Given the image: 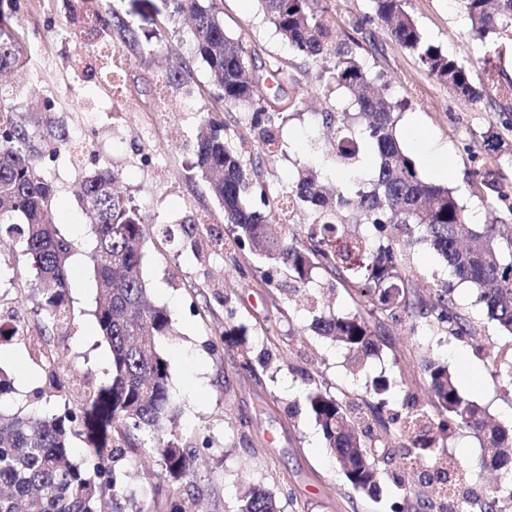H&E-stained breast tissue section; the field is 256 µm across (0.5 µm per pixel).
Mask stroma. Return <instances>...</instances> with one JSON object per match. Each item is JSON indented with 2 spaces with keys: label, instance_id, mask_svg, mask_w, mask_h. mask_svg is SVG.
I'll return each instance as SVG.
<instances>
[{
  "label": "stroma",
  "instance_id": "35a3bbf8",
  "mask_svg": "<svg viewBox=\"0 0 512 512\" xmlns=\"http://www.w3.org/2000/svg\"><path fill=\"white\" fill-rule=\"evenodd\" d=\"M24 3L21 11L4 13L12 27L29 34L27 77L13 100L16 112L26 115L31 100L53 98L58 103L56 122L71 138L89 142L78 158L63 155L42 168L56 190L54 225L76 244L71 257V323L54 344L68 367L85 372L94 385L107 382L110 352L93 316L94 241L76 187L90 172L110 169L119 175V191L133 201L151 231L144 262L150 299L167 308L175 330L173 337L159 343L181 410L175 438L182 447L198 448L200 457L194 475L177 481L175 487L195 502L198 512H235L240 492L248 485L274 492L285 512H391L392 502L415 501L420 486L412 484L404 491L398 486L403 474L398 463L409 449L394 433L378 443L394 460L382 476V501L374 502L349 485L305 408L312 378L327 390L340 387L362 396L373 377H403V387L395 389L387 403L389 412L403 413L410 404L428 401L420 360L429 354L448 363L462 390L496 423L512 427V395L504 393L500 378L512 364V336L487 318L476 302V288L457 283L438 255L416 247L412 265L447 279L459 307L475 322L477 337L451 341L436 330L412 336L404 327L392 325L364 371L351 374L345 350L311 329L314 317L354 309L343 289L329 290L325 274L315 275L309 285L319 299L317 307L288 309L283 290L267 287L257 276L261 264L253 255L241 253L236 268L220 252L191 250L185 225L202 224L212 235H230L221 207L192 167L196 111L212 102L203 95L186 102L181 89L165 84L164 78L169 68L183 61L187 67L182 78L203 91L210 84L206 67L192 60L178 36L165 33L153 43L152 66L131 62L130 49H121L120 58L128 62L125 86L117 89L93 81L86 89H77L72 66L80 58L97 61L95 48L73 38L63 0ZM322 4L342 38L354 35L359 21L371 12L370 0ZM221 8L225 31L257 49L262 59L277 60L282 70L278 76L264 75L259 83L260 92L278 94L286 108L279 130L284 148L265 172L267 184L278 190L294 179L297 163L310 158V141L323 131L322 112L335 110L345 95L328 90L322 70L282 41L264 20L257 0H222ZM405 8L427 39L466 63L473 78H480L488 66L512 78V54H494L488 45L473 40L454 0H406ZM371 32L355 54L365 68L389 80L388 93L401 105L397 133L404 150L416 160L422 178L456 190L472 223H488L501 203L491 193L473 195L468 181L477 172L494 174L512 201V163L488 151L482 139L488 129L498 128V108L484 99L457 98L397 45L385 26L372 25ZM116 126L123 129L122 138L113 137ZM145 127L153 130L147 140L140 136ZM425 146L444 153V168L423 162ZM0 298L17 310L28 333H36L43 324L32 264L8 237L0 240ZM0 354L9 358L0 374L14 385L1 406L29 411L63 405L60 397L36 398L45 385V370L31 360L21 340L0 346ZM444 451L467 467L473 488L484 492L488 476L480 471L479 462L486 451L472 434L450 429ZM117 469L143 512H166L164 503L152 498L161 470L157 456L132 449Z\"/></svg>",
  "mask_w": 512,
  "mask_h": 512
}]
</instances>
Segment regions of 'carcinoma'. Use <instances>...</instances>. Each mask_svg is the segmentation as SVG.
Listing matches in <instances>:
<instances>
[{
  "label": "carcinoma",
  "mask_w": 512,
  "mask_h": 512,
  "mask_svg": "<svg viewBox=\"0 0 512 512\" xmlns=\"http://www.w3.org/2000/svg\"><path fill=\"white\" fill-rule=\"evenodd\" d=\"M75 26L73 34L112 46L119 35L140 62L150 63L151 49L141 44L128 16L139 12L141 0H131L126 14L88 6L87 0H66ZM267 19L289 46L305 59L321 63L336 89L354 100L325 112L322 123L336 124L333 162L348 178L336 196L323 192L322 172L304 163L286 188L271 194L263 168L283 152L276 136L284 109L259 94L253 55L242 42L228 36L218 0H163L168 21L190 17L188 35L194 55L206 64L211 95L244 111L246 127L258 137L259 150L246 157L224 122L205 108L198 110L193 165L224 210L233 228L228 251H247L280 270L300 286L312 282L315 270L324 271L330 287L358 292L351 296L355 312L317 317L314 332L331 339L349 354L356 374L361 357L377 353V336L390 323H403L410 335L436 329L453 339L475 334L470 317L458 307L448 281L434 279L422 295L406 266L407 251L424 245L440 256L459 283L480 290L488 318L512 335V224L468 222L459 197L451 188L423 180L415 162L397 136L398 103L357 60L352 47L338 39L336 29L316 7L317 0H258ZM374 14L364 23L385 25L395 42L413 55L427 73L459 98L473 101L491 91L512 102V80L494 68L484 70L475 85L469 67L451 59L430 43L404 8V0H372ZM470 21L471 33L489 39L502 53L512 44V0H453ZM24 36L0 21V71L26 63ZM51 98L33 104L27 117L15 113L11 93L0 90V234L16 235L32 259L36 288L43 298L45 322L41 338L48 340L69 324L72 288L70 257L75 249L48 221L54 208V185L41 173L43 161L70 150L66 128L54 119ZM39 127L40 141L31 127ZM376 160L369 183L359 175L364 154ZM118 174L99 170L77 188L95 240L93 271L98 283L94 316L111 351V380L86 393L77 388L81 374L62 380L55 370L54 351L47 352L50 384L64 392L67 407L52 413L0 412V512H143L124 490L115 468L104 463L102 448L112 449V462L128 449L150 447L160 462L163 478L185 479L196 469L197 457L169 438L178 410L170 386L169 366L158 348L171 335L166 308L148 300L144 275V245L149 232L139 209L115 190ZM309 214L304 234H277L270 228V212L279 205ZM403 290L390 303L382 289ZM432 399L403 417L384 412L386 397L403 380L377 378L369 397L358 404L342 389L332 394L310 379L305 404L321 428L329 453L346 480L370 499L382 495L380 458L376 443L357 429L362 416L385 433L395 431L415 449L405 468L421 483L436 479L434 501L417 498L431 512H506L512 504V431L489 423L477 401L465 396L448 366L427 360ZM455 423L491 448L495 458L481 467L500 472L494 488L482 499L473 497L469 478L448 468L439 454L441 434ZM83 458L71 459L75 443ZM154 495L168 512H187V503L164 482L153 485ZM236 512H282L272 492L251 486L238 500Z\"/></svg>",
  "instance_id": "cac0c4a2"
}]
</instances>
